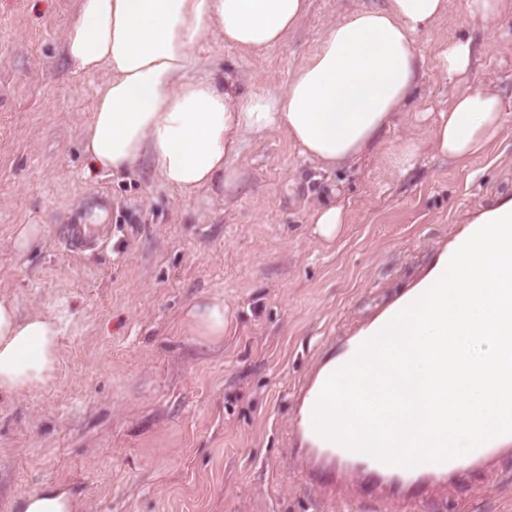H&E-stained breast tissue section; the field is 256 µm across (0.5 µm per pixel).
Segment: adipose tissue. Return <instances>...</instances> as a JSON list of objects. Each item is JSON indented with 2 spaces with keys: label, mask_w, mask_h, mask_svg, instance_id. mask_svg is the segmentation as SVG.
I'll return each mask as SVG.
<instances>
[{
  "label": "adipose tissue",
  "mask_w": 512,
  "mask_h": 512,
  "mask_svg": "<svg viewBox=\"0 0 512 512\" xmlns=\"http://www.w3.org/2000/svg\"><path fill=\"white\" fill-rule=\"evenodd\" d=\"M468 12L512 44L503 21L512 0H468ZM308 0H79L65 34L74 73L107 71L83 150L115 173L148 160L155 176L180 198L201 191L223 197L237 176L230 160L247 137L285 132L305 161L330 172L384 147L383 162L403 174L421 146L458 164L482 154L506 122L502 98L470 82L469 39L427 44L447 14V0H383L357 6L330 23L313 54L288 84L244 94L231 76L197 73L191 49L212 39L260 53L283 44L304 19ZM434 61L453 91L428 139L407 136L387 147L383 137L420 92L427 61ZM230 317L220 299L191 304L188 330L218 341ZM60 328L45 314H20L0 296V397L39 388L54 374ZM14 512H86L83 496L47 484L18 496Z\"/></svg>",
  "instance_id": "1"
}]
</instances>
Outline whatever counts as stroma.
Segmentation results:
<instances>
[{
	"mask_svg": "<svg viewBox=\"0 0 512 512\" xmlns=\"http://www.w3.org/2000/svg\"><path fill=\"white\" fill-rule=\"evenodd\" d=\"M310 0L287 41L247 56L212 39L191 53L200 72H228L241 91L284 87L326 26L356 5ZM77 0H0V294L52 315L62 335L54 377L0 399V512L46 483L81 491L87 512H326L290 469L294 385L320 351L419 279L473 213L512 197V115L487 152L458 167L422 149L405 175L378 152L315 179L280 131L247 140L242 175L223 200L182 201L147 162L93 170L83 127L108 75L73 73L64 35ZM439 36L473 38L474 81L512 104V49L448 0ZM434 64L392 146L417 112L448 106ZM337 183L347 222L335 243L309 213ZM104 224L98 248L70 251L60 230ZM40 224L27 251L17 225ZM223 298L219 341L192 335L184 310ZM431 512H512V463L476 475Z\"/></svg>",
	"mask_w": 512,
	"mask_h": 512,
	"instance_id": "obj_1",
	"label": "stroma"
}]
</instances>
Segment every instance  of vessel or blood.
<instances>
[{
	"label": "vessel or blood",
	"mask_w": 512,
	"mask_h": 512,
	"mask_svg": "<svg viewBox=\"0 0 512 512\" xmlns=\"http://www.w3.org/2000/svg\"><path fill=\"white\" fill-rule=\"evenodd\" d=\"M93 238V231L84 224H69L64 229V241L74 250L84 248ZM422 294V289L415 287L398 292L352 334L337 337L294 388L299 412L287 458L299 479L325 493L328 503L348 505L353 499L366 498L374 503L376 512H387L392 505L411 507L416 512L440 497L449 486L466 477L491 472L500 463L512 459V434L498 436L464 456L407 469L350 450L316 432L313 424L316 398L328 377L336 367L345 366L363 342Z\"/></svg>",
	"instance_id": "b4317fda"
}]
</instances>
